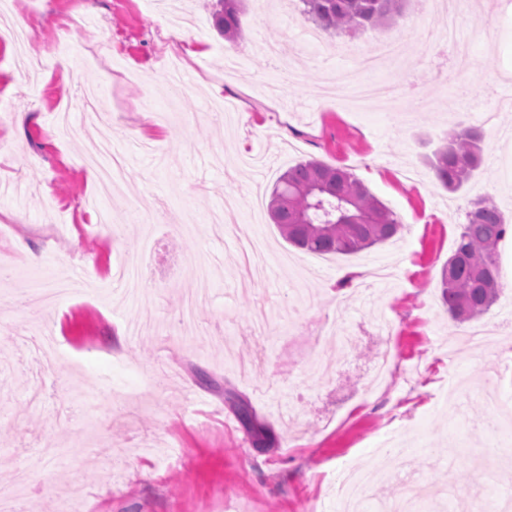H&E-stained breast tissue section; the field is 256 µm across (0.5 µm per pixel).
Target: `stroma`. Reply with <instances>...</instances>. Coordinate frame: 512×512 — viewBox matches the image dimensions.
<instances>
[{
    "instance_id": "1",
    "label": "stroma",
    "mask_w": 512,
    "mask_h": 512,
    "mask_svg": "<svg viewBox=\"0 0 512 512\" xmlns=\"http://www.w3.org/2000/svg\"><path fill=\"white\" fill-rule=\"evenodd\" d=\"M467 2L456 37L468 55L430 57L443 7L409 0L387 32L321 37L343 49L325 60L304 52L315 28L300 0H248L233 45L214 27L215 0H83L86 26L37 74L38 45L73 5L10 0L33 40L12 42L0 16V483L27 494L0 512H344L332 486L346 464L419 479L432 512H455L482 497L480 472H505L512 427L488 430L483 416L493 400L512 417V236L486 314L454 322L440 288L471 199L492 197L512 220V11ZM388 37L405 46V63L380 74L406 77L396 103L320 98L325 74L367 80L353 53ZM269 43L294 62L278 97L263 92L276 81ZM176 60L180 95L166 76ZM66 69L112 111L125 179L111 195L81 162L97 126L73 111L74 134H55L78 89ZM211 99L229 107L221 122ZM469 125L483 162L451 193L429 159ZM309 159L354 173L401 235L318 265L288 245L268 204L278 176ZM160 206L184 225L143 222ZM133 263L137 295L125 287ZM474 328L493 345L475 352ZM387 343L392 360L371 383ZM235 397L273 444L254 447ZM388 441L403 454L384 453Z\"/></svg>"
}]
</instances>
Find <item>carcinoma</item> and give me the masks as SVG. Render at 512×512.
<instances>
[{
	"label": "carcinoma",
	"mask_w": 512,
	"mask_h": 512,
	"mask_svg": "<svg viewBox=\"0 0 512 512\" xmlns=\"http://www.w3.org/2000/svg\"><path fill=\"white\" fill-rule=\"evenodd\" d=\"M216 19L224 39L242 37V0H221ZM302 14L330 34L384 30L408 0H300ZM481 135L465 127L448 133V140L430 160L436 180L450 192L460 190L481 162ZM269 213L289 244L310 253L354 254L382 244L402 229L395 213L351 172L316 160L288 168L276 180ZM512 225L487 197L470 201L456 248L441 273L442 298L458 321L485 314L498 297L497 258L500 242ZM235 414L249 431L254 414L244 402Z\"/></svg>",
	"instance_id": "obj_1"
}]
</instances>
